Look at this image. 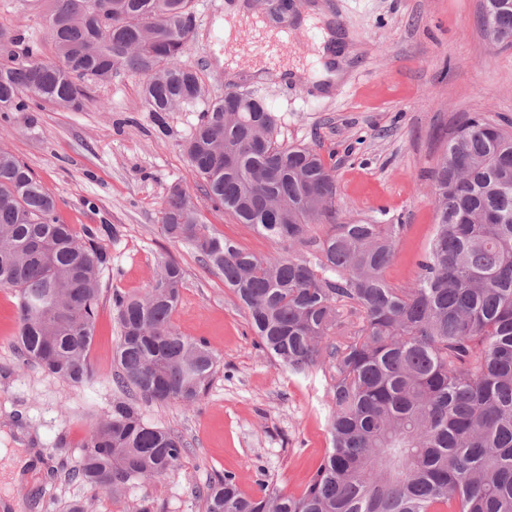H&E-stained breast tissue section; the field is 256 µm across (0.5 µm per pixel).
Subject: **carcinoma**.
Here are the masks:
<instances>
[{
  "instance_id": "obj_1",
  "label": "carcinoma",
  "mask_w": 512,
  "mask_h": 512,
  "mask_svg": "<svg viewBox=\"0 0 512 512\" xmlns=\"http://www.w3.org/2000/svg\"><path fill=\"white\" fill-rule=\"evenodd\" d=\"M53 60L0 63V106L34 99L79 109L87 84L143 79L152 112L201 93L181 63L193 0H52ZM484 30L512 44V0H483ZM233 92L203 113L184 152L204 197L289 251L329 222L313 258H262L216 236L179 186L161 231L224 276L259 347L296 375L329 363L331 448L301 494L243 493L235 474L208 484L205 512H512V132L481 114L448 138L434 171L435 232L411 288L384 278L402 224L336 223L333 168L277 141L275 116ZM55 197L0 149V288L18 299L17 350L73 384L89 350L109 254L99 228L78 233ZM184 283L173 261L140 296L115 292L116 381L143 399L190 406L215 372L208 346L172 324ZM183 443L119 401L91 426L72 478L117 494L175 471Z\"/></svg>"
}]
</instances>
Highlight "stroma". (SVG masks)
<instances>
[{"mask_svg":"<svg viewBox=\"0 0 512 512\" xmlns=\"http://www.w3.org/2000/svg\"><path fill=\"white\" fill-rule=\"evenodd\" d=\"M344 39L343 76L322 94L303 83H253L276 118L283 143L303 144L335 167L337 221L401 224L385 278L409 287L434 235L433 172L449 134L476 113L512 128V46H496L479 22L482 0H317ZM225 0H194V39L182 57L195 69L201 95L162 114L150 112L137 78L120 72L87 87L82 110L29 103L0 108V148L27 164L57 199V217L75 229L108 225L98 242L111 257L89 361L93 377L71 384L25 361L14 349V291L0 289V503L20 512H65L74 500L87 512H205L201 494L224 472L243 492L277 487L300 493L330 446L327 420L332 370L294 375L256 345L248 315L207 270L197 250L160 230L163 201L181 184L210 231L263 257L279 245L207 202L183 152L208 105L227 86L221 43ZM48 0H0V27L20 43L0 41V61L54 57ZM184 272L173 323L208 342L218 364L193 406L136 400L142 418L183 442L179 469L129 486L124 494L91 489L70 474L95 421L126 395L114 382L120 334L112 294H139L161 260ZM35 463L10 478L20 447Z\"/></svg>","mask_w":512,"mask_h":512,"instance_id":"35a3bbf8","label":"stroma"}]
</instances>
